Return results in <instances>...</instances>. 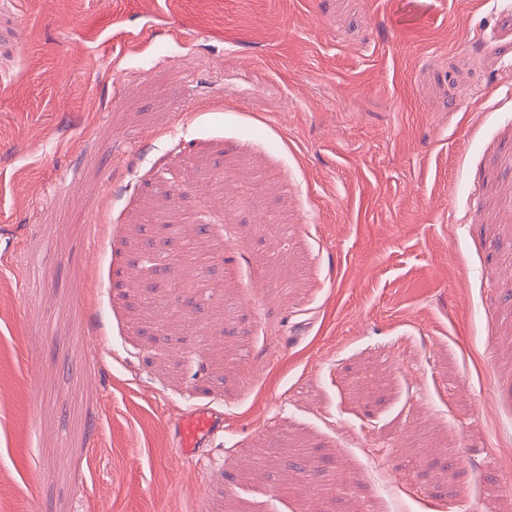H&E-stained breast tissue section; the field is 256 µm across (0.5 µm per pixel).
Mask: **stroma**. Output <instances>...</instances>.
Wrapping results in <instances>:
<instances>
[{
  "label": "stroma",
  "mask_w": 512,
  "mask_h": 512,
  "mask_svg": "<svg viewBox=\"0 0 512 512\" xmlns=\"http://www.w3.org/2000/svg\"><path fill=\"white\" fill-rule=\"evenodd\" d=\"M511 360L512 0H0V512H512ZM221 422V418L208 409H196L181 418L176 429L182 454L192 456L205 448L208 439L220 429Z\"/></svg>",
  "instance_id": "35a3bbf8"
}]
</instances>
